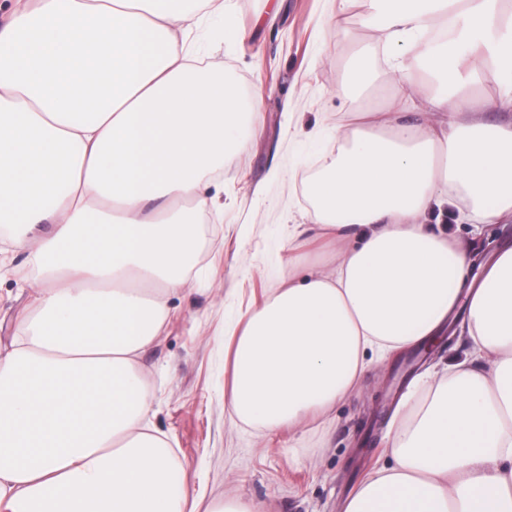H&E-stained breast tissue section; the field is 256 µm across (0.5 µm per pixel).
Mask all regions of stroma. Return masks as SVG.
I'll list each match as a JSON object with an SVG mask.
<instances>
[{"instance_id":"obj_1","label":"stroma","mask_w":512,"mask_h":512,"mask_svg":"<svg viewBox=\"0 0 512 512\" xmlns=\"http://www.w3.org/2000/svg\"><path fill=\"white\" fill-rule=\"evenodd\" d=\"M337 0H231L232 21L211 17L205 40L217 51L206 63L223 71L247 97L261 100L256 130L230 149L218 208L199 224L201 249L185 290L168 298V319L141 364L149 373L151 421L181 464L184 483L204 486L208 499L237 497L257 512H341L355 486L390 460L388 424L414 382L464 357L461 323L439 336L423 360L398 351L370 365L358 388L305 426L267 431L230 423L225 402L232 367L224 347L239 320L261 307L283 276H302L328 258L294 235L308 221L306 185L335 148L333 128L345 112L363 108L343 91L355 38H366L356 14L336 22ZM471 274L504 243L511 224L450 227ZM0 350L27 313L36 275L25 255L0 257Z\"/></svg>"}]
</instances>
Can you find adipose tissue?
<instances>
[{"label":"adipose tissue","instance_id":"adipose-tissue-1","mask_svg":"<svg viewBox=\"0 0 512 512\" xmlns=\"http://www.w3.org/2000/svg\"><path fill=\"white\" fill-rule=\"evenodd\" d=\"M36 0L0 27V224L29 252L38 296L0 353V512H252L175 491L140 353L187 284L207 183L243 142L242 100L185 36L225 0ZM378 34L350 58L361 98L380 63L423 113L336 124L307 186L335 265L289 278L231 337L232 420L273 430L327 413L370 361L439 335L458 307L471 343L390 423V464L344 512H512V247L469 277L447 217L512 220V14L503 0H339ZM451 22L456 36L425 33ZM493 98L470 93L484 79Z\"/></svg>","mask_w":512,"mask_h":512}]
</instances>
